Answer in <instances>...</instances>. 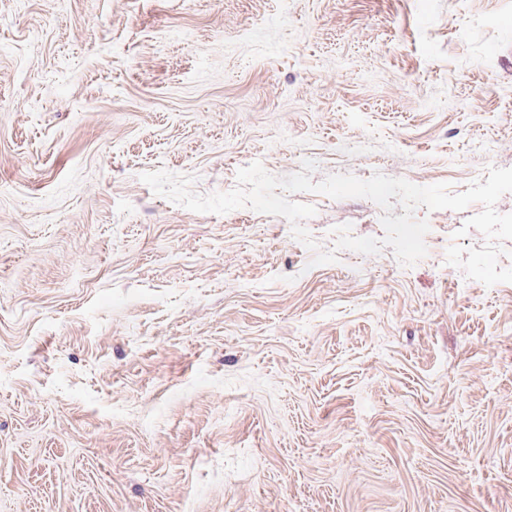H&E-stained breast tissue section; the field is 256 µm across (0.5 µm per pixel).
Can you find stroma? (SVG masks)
<instances>
[{"instance_id": "35a3bbf8", "label": "stroma", "mask_w": 512, "mask_h": 512, "mask_svg": "<svg viewBox=\"0 0 512 512\" xmlns=\"http://www.w3.org/2000/svg\"><path fill=\"white\" fill-rule=\"evenodd\" d=\"M512 168V0H0V512H512V283L364 198L194 213L239 168Z\"/></svg>"}]
</instances>
